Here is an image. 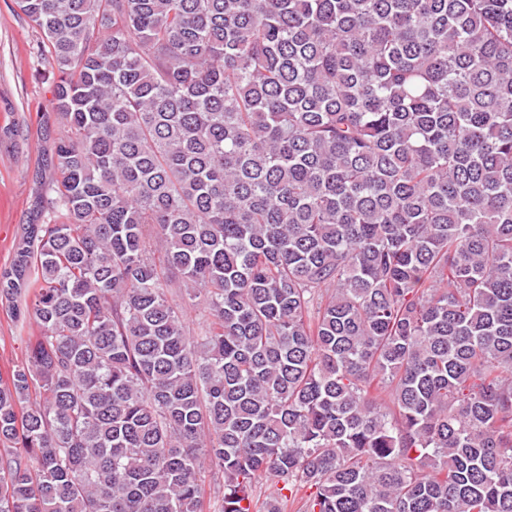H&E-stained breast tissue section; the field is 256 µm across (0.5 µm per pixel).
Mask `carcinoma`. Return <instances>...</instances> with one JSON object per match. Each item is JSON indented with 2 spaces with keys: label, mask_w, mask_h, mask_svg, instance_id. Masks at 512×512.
<instances>
[{
  "label": "carcinoma",
  "mask_w": 512,
  "mask_h": 512,
  "mask_svg": "<svg viewBox=\"0 0 512 512\" xmlns=\"http://www.w3.org/2000/svg\"><path fill=\"white\" fill-rule=\"evenodd\" d=\"M16 2L0 512H512V0ZM37 40L14 0H0V268L10 264L22 224L33 223L52 174V93L36 71L48 63L37 66L31 55ZM18 336L26 338L27 328L21 331L0 303V376L7 379L13 364L23 356L24 345ZM222 485L220 474L206 469L203 477L204 512L217 511L219 500V486Z\"/></svg>",
  "instance_id": "carcinoma-1"
}]
</instances>
